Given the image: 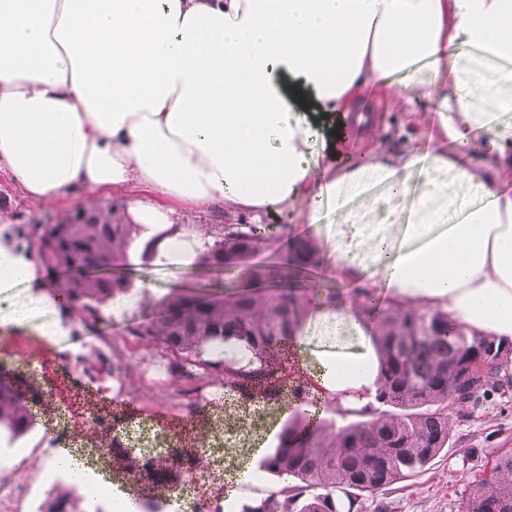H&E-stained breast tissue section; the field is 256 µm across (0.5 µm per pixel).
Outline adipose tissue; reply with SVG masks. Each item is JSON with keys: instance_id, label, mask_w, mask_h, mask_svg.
Instances as JSON below:
<instances>
[{"instance_id": "obj_1", "label": "adipose tissue", "mask_w": 512, "mask_h": 512, "mask_svg": "<svg viewBox=\"0 0 512 512\" xmlns=\"http://www.w3.org/2000/svg\"><path fill=\"white\" fill-rule=\"evenodd\" d=\"M422 66L447 80H424ZM400 75L437 98V147L339 163L335 119L365 123L368 92ZM511 111L512 0H0V168L29 197L127 193L124 219L143 238L164 233L157 263L187 273L204 241L173 231L179 208L258 218L306 198L313 225L329 200L324 257L348 287L369 278L387 304L443 310L506 344L512 192L500 182L512 156L499 146ZM354 198L369 212L408 203L410 219L364 222L346 208ZM40 269L34 251L0 241V288L42 286ZM311 309L335 344L310 355L300 326L282 380L357 404L376 376L370 327L351 299ZM53 462L126 512L121 478L66 448Z\"/></svg>"}]
</instances>
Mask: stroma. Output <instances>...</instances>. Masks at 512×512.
Segmentation results:
<instances>
[{"mask_svg":"<svg viewBox=\"0 0 512 512\" xmlns=\"http://www.w3.org/2000/svg\"><path fill=\"white\" fill-rule=\"evenodd\" d=\"M367 109L376 117L373 129L363 130L346 124L344 134L348 152L362 154L391 150L403 143L415 141L427 144L437 127L435 101L416 102L411 86L405 78H397L392 94H373L367 98ZM84 194H70L53 202H39L26 196L16 186L10 175L0 170V220L9 224L12 232H19L32 219L53 218L83 204ZM307 201H299L289 214H268L266 224L285 225L283 236L272 239L262 251L254 254L250 263L262 269L277 263L286 251L290 240L310 238L322 242L336 233V208L327 203L322 207L319 231L301 221L307 210ZM138 275L149 277L154 291L149 303L133 298L121 318L107 322L101 333L88 332L75 318L61 317L54 306H46L39 321L24 333L0 336V358L12 355L21 346L30 348L35 366L31 377L40 383L53 384L67 417L58 412L44 410L37 414L35 429L23 439V444L33 456L55 453L52 440L59 419H66L71 426H79L90 419L93 409H79L74 405L75 395H88L107 401L113 415L121 416L134 411L137 423L125 440V447L134 449L137 456H155L163 445L165 435L171 434L173 423L193 419L208 413L215 437L214 450L231 455L245 454L247 449L264 441L265 428H257L234 435L224 431L225 412H238L237 397L225 393L219 377L206 380H178L176 386L160 392L149 386L146 375L169 377V359L156 348H140L141 363L126 378L123 391L104 392L90 356L105 352L109 344H120L127 335V328L136 322L157 316L160 298L171 288L186 287L193 292H208L211 277L188 276L173 266L145 265L138 267ZM62 324L61 333L49 334L51 324ZM210 384L212 400L202 401L197 396L203 384ZM452 427L447 448L437 456L427 469L377 492L364 496L362 512H460L461 503L475 481L485 476L495 457L512 450V384L480 396L474 403L453 407ZM279 481L272 475L252 471L246 482L235 489H227L216 477V465L207 462L196 469L194 481L188 489L190 498L207 502H223L224 512H240L247 499L259 498L277 489Z\"/></svg>","mask_w":512,"mask_h":512,"instance_id":"stroma-1","label":"stroma"}]
</instances>
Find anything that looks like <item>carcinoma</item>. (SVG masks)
Instances as JSON below:
<instances>
[{
  "label": "carcinoma",
  "instance_id": "1",
  "mask_svg": "<svg viewBox=\"0 0 512 512\" xmlns=\"http://www.w3.org/2000/svg\"><path fill=\"white\" fill-rule=\"evenodd\" d=\"M205 240L196 265L201 270L234 274L262 282L231 296L190 297L181 288L160 302L164 314L144 319L129 334L147 347L171 356L182 378L224 377V392L240 397L268 393L278 404L276 374L290 354L293 329L306 312L305 294L288 269L302 271L316 260L319 248L300 240L283 265L259 271L248 259L275 237L272 224H190ZM140 225L128 224L120 211L103 217L76 213L64 224H35L28 237L48 274V291L61 310L78 312L87 327L102 319V307L131 291L134 264L154 258L159 237L135 248ZM372 342L378 369L375 403L346 408L336 397L334 412L364 419L338 428L309 413L316 400L307 390L292 392L291 412L277 445L261 460L260 469L282 486L264 498L244 502L241 512H355L359 498L420 473L448 447L449 411L474 402L499 387L498 374L507 355L493 336H478L458 326L448 331V314L440 310L373 307ZM480 351L484 375H469L468 356ZM40 384L21 374L0 375V434L14 441L36 425L32 407L43 404ZM124 460L125 474L178 487L172 472L183 471L182 450L170 448V470H157L148 460L130 455L118 435L110 441ZM84 497L51 492L39 512H81ZM461 512H512V453L497 456L489 475L476 481Z\"/></svg>",
  "mask_w": 512,
  "mask_h": 512
}]
</instances>
